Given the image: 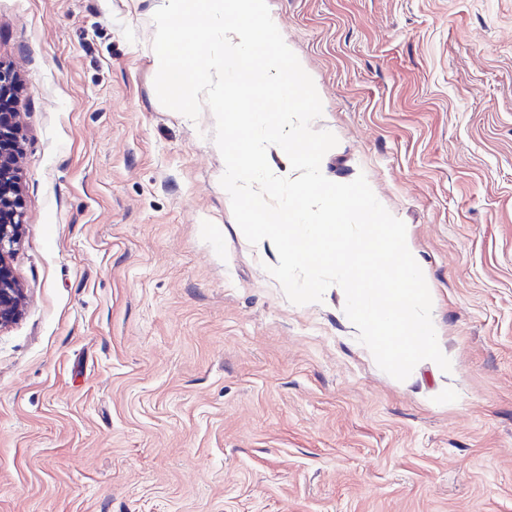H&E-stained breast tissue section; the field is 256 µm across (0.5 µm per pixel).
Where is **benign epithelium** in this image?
I'll return each mask as SVG.
<instances>
[{"label":"benign epithelium","instance_id":"1","mask_svg":"<svg viewBox=\"0 0 512 512\" xmlns=\"http://www.w3.org/2000/svg\"><path fill=\"white\" fill-rule=\"evenodd\" d=\"M16 117L15 112L0 111V328L18 317L23 293L10 265L23 232L19 153L11 150L20 141Z\"/></svg>","mask_w":512,"mask_h":512}]
</instances>
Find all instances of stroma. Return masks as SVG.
Instances as JSON below:
<instances>
[{
    "mask_svg": "<svg viewBox=\"0 0 512 512\" xmlns=\"http://www.w3.org/2000/svg\"><path fill=\"white\" fill-rule=\"evenodd\" d=\"M406 225L451 372L377 366L243 236L215 118L154 88L157 0H0L20 75L0 512H512V0H268Z\"/></svg>",
    "mask_w": 512,
    "mask_h": 512,
    "instance_id": "1",
    "label": "stroma"
}]
</instances>
